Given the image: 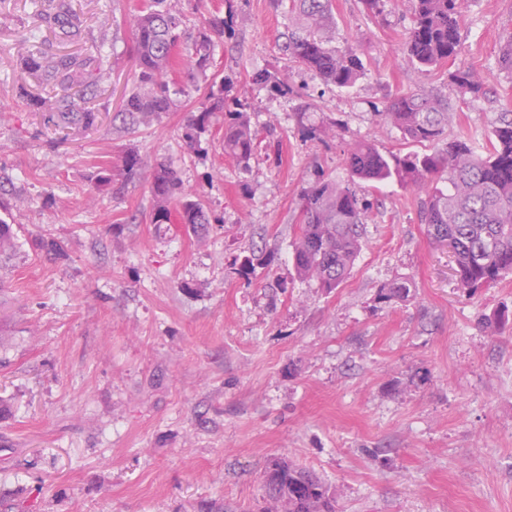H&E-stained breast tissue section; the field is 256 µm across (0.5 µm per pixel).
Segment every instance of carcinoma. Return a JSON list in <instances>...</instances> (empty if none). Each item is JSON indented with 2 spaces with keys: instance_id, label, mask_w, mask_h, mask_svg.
<instances>
[{
  "instance_id": "obj_1",
  "label": "carcinoma",
  "mask_w": 512,
  "mask_h": 512,
  "mask_svg": "<svg viewBox=\"0 0 512 512\" xmlns=\"http://www.w3.org/2000/svg\"><path fill=\"white\" fill-rule=\"evenodd\" d=\"M467 0H413V26L404 51L423 67L436 66L459 54L460 24ZM295 18L282 33L279 50L284 59L303 66L324 83L339 89L353 86L364 74L356 49L337 50L329 46L323 30L329 28V0H292ZM45 21L58 26L66 37L76 40L82 23L65 3L44 0ZM187 15L181 0H143L131 25L127 53L134 65V86L125 96L118 115L120 129L127 132L157 120L173 110L176 95L186 87H175L170 75L184 64L189 76L206 75L214 63V47L224 40L228 20L219 15L206 19L198 28L192 45L181 53ZM30 43L20 67L40 83L58 88L62 94L47 101L20 86L19 96L34 112L47 110L61 131L95 125L99 113L87 106L101 91L105 69L99 58L80 53L48 55L36 45L34 34H24ZM499 70L512 75V35L507 37L497 59ZM460 97H477L485 80L470 69L449 75ZM252 83L274 96L290 94L276 67L252 72ZM310 104L295 108L303 133L320 139L336 132V120L326 118L310 123ZM454 109L448 100L419 92L395 97L379 112L405 139L435 145L431 153L382 154L375 144L356 141L344 151L351 178L384 183L396 180L426 190L420 203V221L429 240L439 246L454 242L453 258L461 287L474 291L489 287L512 274V112H496L493 139L485 147L471 137L446 138ZM224 116V152L247 171L258 149L257 133L238 101L224 97V81L209 90L197 111L191 113L181 139L189 153L202 156L210 135L212 118ZM148 166L135 150L123 157L124 180H112V168L100 167L95 175L99 188L124 193L127 184ZM447 175V187L432 186L438 174ZM149 192L154 201L151 223L175 220L196 232L212 223L210 212L185 190L179 172L159 162L153 165ZM300 224L293 248L298 276L312 280L330 293L350 275L363 247L367 207L356 192L329 180L316 179L302 188ZM270 257L250 250L238 265V276L248 279L258 268L269 266ZM411 282L395 278L377 290L380 303L406 301ZM264 500L261 512H336L327 484L314 472L286 461H271L264 472Z\"/></svg>"
}]
</instances>
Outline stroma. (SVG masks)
<instances>
[{
	"label": "stroma",
	"mask_w": 512,
	"mask_h": 512,
	"mask_svg": "<svg viewBox=\"0 0 512 512\" xmlns=\"http://www.w3.org/2000/svg\"><path fill=\"white\" fill-rule=\"evenodd\" d=\"M79 40L43 24L41 0H0V176L19 203L0 253V512H256L263 472L284 459L322 477L337 512H512V276L461 288L446 250L419 219L420 192L391 181L353 184L369 207L365 243L332 293L293 265L298 194L316 176L347 182L343 150L366 139L381 153H422L378 112L397 95L448 99L450 135L488 142L494 113L512 111V77L497 58L512 34V0H471L461 51L418 68L402 47L410 0H330L332 45L356 48L365 73L350 88L324 84L278 61L287 6L275 0H200L187 36L230 15L206 76L189 82L174 111L135 133L112 116L133 86L126 49L140 0H68ZM41 28L48 54L102 58L97 126L50 147L54 128L18 93L55 96L19 69L25 30ZM279 63L293 97L253 86V69ZM485 78L484 95L460 103L451 72ZM243 103L253 126L277 141L279 160L257 152L249 170L224 153L216 116L207 152L184 153L179 136L215 81ZM336 117V135L302 134L299 102ZM136 148L176 168L215 217L202 234L150 221L151 169L124 194L97 190V164L122 175ZM63 247L50 256L35 237ZM259 249L272 262L251 281L233 262ZM403 277L408 302L375 294Z\"/></svg>",
	"instance_id": "1"
}]
</instances>
